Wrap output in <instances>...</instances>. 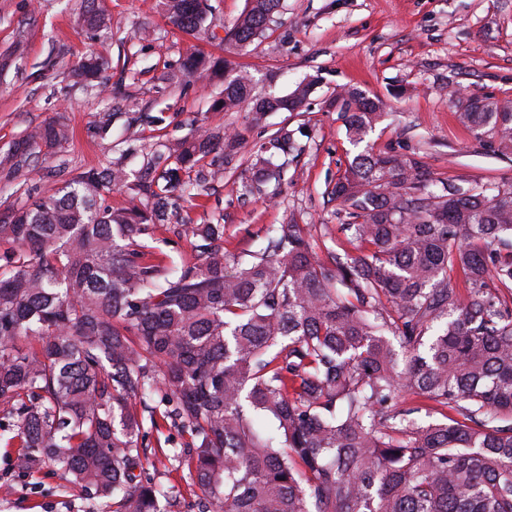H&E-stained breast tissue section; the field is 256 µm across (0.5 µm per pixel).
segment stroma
I'll return each mask as SVG.
<instances>
[{"instance_id":"1","label":"stroma","mask_w":512,"mask_h":512,"mask_svg":"<svg viewBox=\"0 0 512 512\" xmlns=\"http://www.w3.org/2000/svg\"><path fill=\"white\" fill-rule=\"evenodd\" d=\"M108 30L78 27L81 0H0V158L32 128L65 124L70 138L49 156L29 160L24 184L0 171V211L32 203L91 168L119 161L138 172L161 144L198 127L242 132V144L199 164L202 195L177 201L156 236L174 260L189 258L183 224H220L235 255L259 250L275 224H311L327 247L342 244L344 211L330 191L359 148L332 104L337 87L381 99L387 112L363 147L418 154L434 180L454 177L487 189L512 182V155L473 140L455 119L449 91L512 101V0H281L266 37L237 52L225 38L248 0H205L216 38L186 34L165 16L162 0H98ZM95 53L108 63L102 92L77 83L73 70ZM190 54L249 71L259 96H283L303 81L313 89L301 111L217 112L224 78L180 75ZM293 134L282 182L243 194L261 147ZM166 444L149 445L143 478L180 493L173 512H199L183 462L184 438L164 428ZM0 512H108L47 466L25 474L16 450L0 444Z\"/></svg>"}]
</instances>
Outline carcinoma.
<instances>
[{
    "instance_id": "cac0c4a2",
    "label": "carcinoma",
    "mask_w": 512,
    "mask_h": 512,
    "mask_svg": "<svg viewBox=\"0 0 512 512\" xmlns=\"http://www.w3.org/2000/svg\"><path fill=\"white\" fill-rule=\"evenodd\" d=\"M169 21L209 31L201 0H163ZM279 0H250L230 40L262 37ZM76 23L107 27L96 0ZM104 62L82 59L91 80ZM194 77L219 68L197 55ZM224 64L228 112H298L310 91L256 98ZM475 140L512 155V107L450 94ZM361 143L384 116L357 88L336 92ZM34 128L0 161L25 181L29 158L67 141ZM224 135L163 145L135 180L120 163L81 172L0 215V443L17 467L48 465L112 512L177 506L143 481L147 437L187 435L185 464L202 512H512V183L493 192L435 183L415 154L356 155L330 191L354 251L321 249L307 224H276L247 257L224 251V225L192 224L193 259L157 256L173 197ZM269 140L251 193L278 181ZM129 206L99 203L112 187Z\"/></svg>"
}]
</instances>
